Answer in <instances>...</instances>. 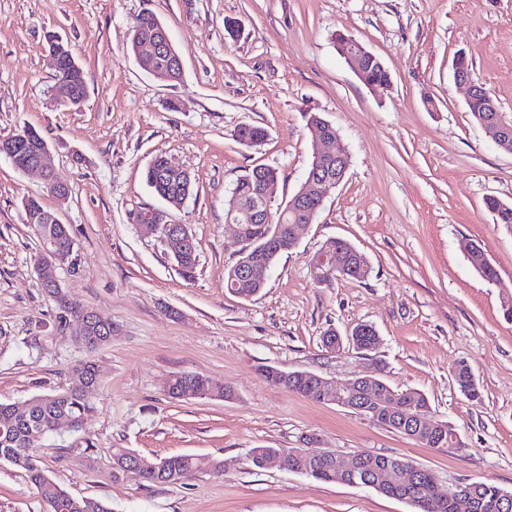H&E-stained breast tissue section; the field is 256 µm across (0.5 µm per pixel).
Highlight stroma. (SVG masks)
<instances>
[{
  "label": "stroma",
  "mask_w": 512,
  "mask_h": 512,
  "mask_svg": "<svg viewBox=\"0 0 512 512\" xmlns=\"http://www.w3.org/2000/svg\"><path fill=\"white\" fill-rule=\"evenodd\" d=\"M156 13L171 32L184 75L162 83L127 54L135 18ZM237 21L230 38L225 20ZM67 41L88 75L81 109L50 101L55 79L44 35ZM364 43L390 74L363 84L336 51L335 33ZM465 52L476 80L512 116V0H0V138L42 131L58 180V204L38 172L0 157V402L67 387L74 364L105 368L96 412L60 427L35 453L71 494L111 502L113 512H415L374 489L252 466L255 448L321 447L353 456H401L431 470L439 492L487 480L512 492V322L501 291L512 288V232L485 205H512V154L473 121L452 63ZM177 109H168V102ZM315 113L339 129L351 155L313 223L297 232L263 291L244 299L225 286L241 245L226 224L236 179L277 168L276 203L299 189L311 161ZM252 123L260 146L239 145ZM175 156L196 185L170 220L187 225L199 254L183 280L158 238L126 215L160 207L143 180L157 153ZM30 197L69 224L78 266L57 277L69 297L112 321V340L88 352L75 330L57 334L55 300L38 284L39 242L24 221ZM352 242L372 272L362 282H316L311 256L329 239ZM481 244L499 280L471 266ZM373 324L380 344L363 354L327 352V328ZM385 366L396 390L426 395L458 435L431 448L375 426L353 410L273 386L262 367L309 371L330 382ZM466 361L480 388L460 393L453 367ZM199 373L234 399L176 401L166 382ZM146 458L221 459L175 484L112 477L115 449ZM0 512H51L24 470L0 462Z\"/></svg>",
  "instance_id": "stroma-1"
}]
</instances>
